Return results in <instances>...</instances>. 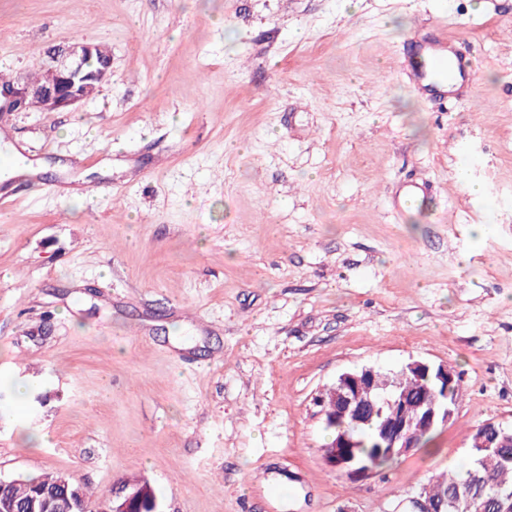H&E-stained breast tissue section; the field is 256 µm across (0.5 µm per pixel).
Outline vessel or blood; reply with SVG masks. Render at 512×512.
I'll return each instance as SVG.
<instances>
[{
  "label": "vessel or blood",
  "instance_id": "obj_1",
  "mask_svg": "<svg viewBox=\"0 0 512 512\" xmlns=\"http://www.w3.org/2000/svg\"><path fill=\"white\" fill-rule=\"evenodd\" d=\"M475 61L459 42L435 34L422 36L403 50L400 71L415 91L439 98L458 97L475 75ZM429 192L426 186L410 182L391 202L399 214L421 210Z\"/></svg>",
  "mask_w": 512,
  "mask_h": 512
}]
</instances>
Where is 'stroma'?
<instances>
[{
	"mask_svg": "<svg viewBox=\"0 0 512 512\" xmlns=\"http://www.w3.org/2000/svg\"><path fill=\"white\" fill-rule=\"evenodd\" d=\"M437 21L481 62L450 104L398 69ZM508 23L512 0H0L2 71L112 53L90 100L0 115V479L64 475L88 512L135 477L162 512H413L478 426L512 428ZM409 180L430 218L392 214ZM412 358L460 374L451 421L336 471L315 396Z\"/></svg>",
	"mask_w": 512,
	"mask_h": 512,
	"instance_id": "35a3bbf8",
	"label": "stroma"
}]
</instances>
